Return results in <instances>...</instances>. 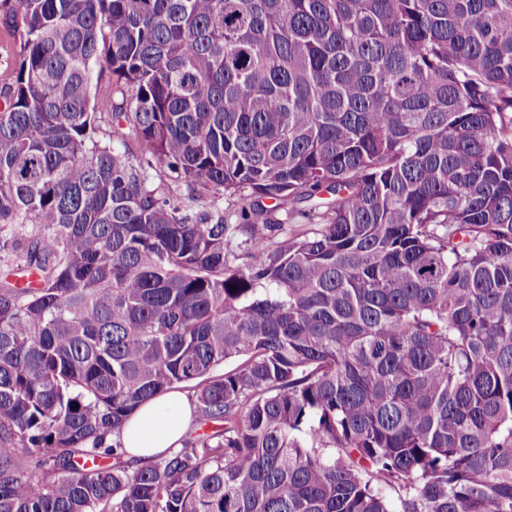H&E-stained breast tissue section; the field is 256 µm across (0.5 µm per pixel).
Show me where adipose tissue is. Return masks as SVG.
Segmentation results:
<instances>
[{
    "label": "adipose tissue",
    "mask_w": 512,
    "mask_h": 512,
    "mask_svg": "<svg viewBox=\"0 0 512 512\" xmlns=\"http://www.w3.org/2000/svg\"><path fill=\"white\" fill-rule=\"evenodd\" d=\"M193 421V406L182 391L172 389L142 403L120 431L126 459L145 461L180 447Z\"/></svg>",
    "instance_id": "obj_1"
}]
</instances>
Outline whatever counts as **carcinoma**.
Listing matches in <instances>:
<instances>
[{
    "label": "carcinoma",
    "instance_id": "obj_1",
    "mask_svg": "<svg viewBox=\"0 0 512 512\" xmlns=\"http://www.w3.org/2000/svg\"><path fill=\"white\" fill-rule=\"evenodd\" d=\"M0 20V512H512V0ZM178 387L211 431L120 462ZM196 196L198 198L197 208L202 209L203 207L209 206L212 201H217L219 206L224 208V215L228 216V221L231 224H238L234 210L236 208V198L224 195L223 191H217L212 188L205 189L200 186L196 187ZM199 196V197H198Z\"/></svg>",
    "mask_w": 512,
    "mask_h": 512
}]
</instances>
